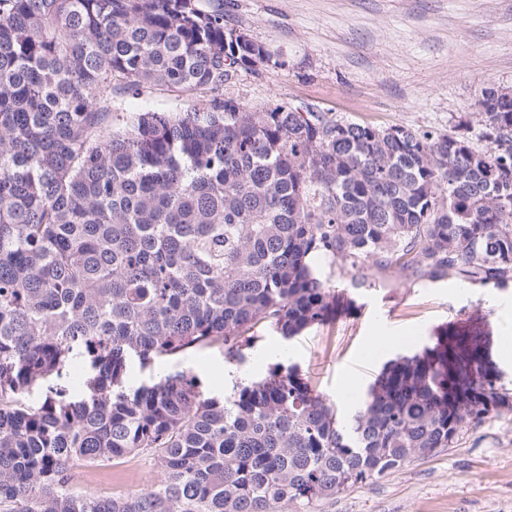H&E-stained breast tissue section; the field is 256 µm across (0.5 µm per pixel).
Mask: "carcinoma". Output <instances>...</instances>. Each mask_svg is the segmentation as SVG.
I'll return each mask as SVG.
<instances>
[{
    "label": "carcinoma",
    "mask_w": 512,
    "mask_h": 512,
    "mask_svg": "<svg viewBox=\"0 0 512 512\" xmlns=\"http://www.w3.org/2000/svg\"><path fill=\"white\" fill-rule=\"evenodd\" d=\"M0 0V512H313L509 406L489 344L455 327L391 361L349 428L293 365L226 399L147 364L259 323L284 339L354 307L324 253L413 280L512 283V96L464 136L214 97L125 118L117 91L224 85L271 55L221 0ZM79 354L85 391L28 404ZM130 454L160 474L124 496L75 471Z\"/></svg>",
    "instance_id": "cac0c4a2"
}]
</instances>
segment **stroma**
Wrapping results in <instances>:
<instances>
[{"label":"stroma","mask_w":512,"mask_h":512,"mask_svg":"<svg viewBox=\"0 0 512 512\" xmlns=\"http://www.w3.org/2000/svg\"><path fill=\"white\" fill-rule=\"evenodd\" d=\"M224 21L275 60L263 72L238 73L217 93L252 111L308 106L352 122L447 134L464 124L474 139L482 129L477 101L490 90L512 94V0H224ZM211 95L157 87L116 100L127 112L179 113L203 106ZM320 272L332 289L354 299L350 314L286 341L271 326L259 325L235 364L219 346L145 366L135 360L128 366L129 384L187 370L198 376L204 394L229 397L239 382L264 377L273 349L283 346L346 424L384 367L373 344L410 356L440 330L466 325L494 346L499 322L491 300L512 302V285H471L452 275L408 281L396 270L381 275L328 257ZM361 277L365 286L353 288ZM230 365L242 381L222 382ZM315 512H512V410L466 425L454 447L369 479Z\"/></svg>","instance_id":"35a3bbf8"}]
</instances>
